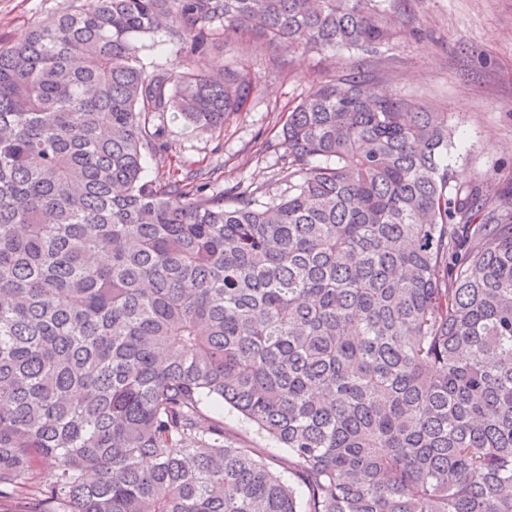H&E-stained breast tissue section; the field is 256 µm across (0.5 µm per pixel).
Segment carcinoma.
Segmentation results:
<instances>
[{"instance_id":"cac0c4a2","label":"carcinoma","mask_w":512,"mask_h":512,"mask_svg":"<svg viewBox=\"0 0 512 512\" xmlns=\"http://www.w3.org/2000/svg\"><path fill=\"white\" fill-rule=\"evenodd\" d=\"M162 29L398 34L377 0H85L0 37V512H512V184L349 59L288 113L278 196L148 180L157 118L254 89L144 62ZM224 436L225 438H239L248 441L252 448H256L257 452L265 457L269 462H273V466L283 471L280 458H284L285 453L275 448V445L268 440L258 437L255 431L248 425L244 424L235 413L224 411ZM279 460V461H278Z\"/></svg>"}]
</instances>
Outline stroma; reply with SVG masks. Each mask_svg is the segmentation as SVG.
<instances>
[{"mask_svg":"<svg viewBox=\"0 0 512 512\" xmlns=\"http://www.w3.org/2000/svg\"><path fill=\"white\" fill-rule=\"evenodd\" d=\"M81 0H0V36L18 39L36 23ZM401 32L364 70L383 89L448 115L455 132L449 161L460 178H512V0H380ZM141 56L166 67L191 68L195 54L179 50L165 32L144 37ZM213 68L245 69L257 88L222 129L200 131L166 117L159 127L172 146L147 160L149 178L166 177L175 161L217 171L213 188L262 186L279 194L281 149L272 147L289 110L339 71L316 52L291 56L248 33L212 47Z\"/></svg>","mask_w":512,"mask_h":512,"instance_id":"obj_1","label":"stroma"}]
</instances>
